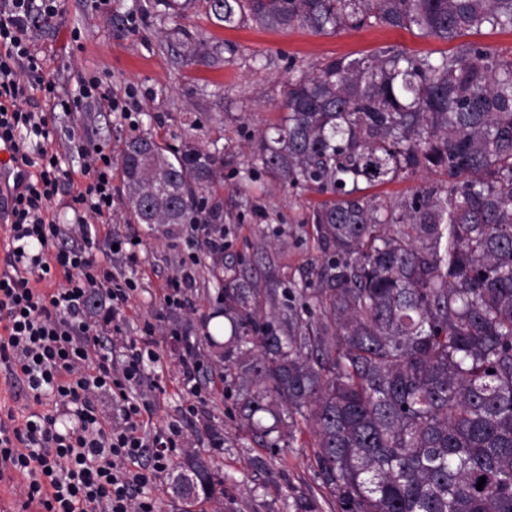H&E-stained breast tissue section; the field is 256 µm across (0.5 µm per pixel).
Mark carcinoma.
Listing matches in <instances>:
<instances>
[{"instance_id": "cac0c4a2", "label": "carcinoma", "mask_w": 512, "mask_h": 512, "mask_svg": "<svg viewBox=\"0 0 512 512\" xmlns=\"http://www.w3.org/2000/svg\"><path fill=\"white\" fill-rule=\"evenodd\" d=\"M198 0H156L159 20ZM216 25L251 20L319 34L417 29L453 41L512 30V0H203ZM218 47L189 42L182 62ZM285 115L258 159L314 207L326 260L292 307L274 288L231 280L229 327L206 331L241 420L261 445L289 447L304 423L321 487L342 512H512V58L477 42L438 56L387 47L325 61L288 79ZM139 224H219L205 193L224 178V149L196 135L179 149L132 137L120 157ZM441 171L388 205L366 194ZM319 310L313 322L310 307ZM482 489H477L480 478ZM168 495L224 512L214 459L188 448ZM296 512H322L317 494Z\"/></svg>"}]
</instances>
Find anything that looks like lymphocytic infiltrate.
Wrapping results in <instances>:
<instances>
[{
	"mask_svg": "<svg viewBox=\"0 0 512 512\" xmlns=\"http://www.w3.org/2000/svg\"><path fill=\"white\" fill-rule=\"evenodd\" d=\"M59 5L0 0V135L15 139L33 170L6 210L0 259V365L31 405L26 415L0 418V479L22 476L14 492L20 512H157L152 489L176 442L145 430L152 406L131 394L156 354L132 344L113 358L107 328L133 295L92 253L93 227L112 221V155L75 126L67 151L83 164L65 166L53 123L59 111L95 102L112 112L119 102L94 77H80L75 96L45 78L28 30L34 16L53 18ZM36 94L44 105L29 108ZM62 190L74 213L69 224L51 211ZM104 394L116 416L101 411Z\"/></svg>",
	"mask_w": 512,
	"mask_h": 512,
	"instance_id": "lymphocytic-infiltrate-1",
	"label": "lymphocytic infiltrate"
}]
</instances>
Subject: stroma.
<instances>
[{"instance_id":"1","label":"stroma","mask_w":512,"mask_h":512,"mask_svg":"<svg viewBox=\"0 0 512 512\" xmlns=\"http://www.w3.org/2000/svg\"><path fill=\"white\" fill-rule=\"evenodd\" d=\"M155 0H62L55 18L32 24L30 39L44 62V73L60 92H75L80 76L93 73L113 95L133 98L136 109L104 112L98 107L72 115L56 113L58 143L72 125L120 158L126 141L150 134L180 146L191 125L203 138L224 148V184L216 195L223 223L214 235L224 239V258L248 270L254 284L285 293L317 282L324 263L309 216L324 196L314 188L285 189L254 159L259 130L279 121L282 92L288 80L313 74L328 58H359L396 46L411 53L450 50V42L416 31L364 27L315 34L296 27L267 30L252 23L223 28L209 22L203 9L181 18L157 20ZM220 46L221 59L211 66L182 64V40ZM112 222L101 231L94 256L107 262L117 279L136 283L133 307L117 317L113 351L149 344L158 356L135 397L153 406L148 431L174 424L178 447L210 455L224 477V512H295L298 497L319 492L312 435L301 431L292 447L271 453L254 443L242 426L235 398L222 385L204 393L197 414L180 372L183 337L200 338L219 306V284L212 279V259L203 232L180 225L176 234L151 231L127 209L121 178L112 182ZM139 239L136 263L110 242ZM191 279L179 303H168L167 281Z\"/></svg>"}]
</instances>
